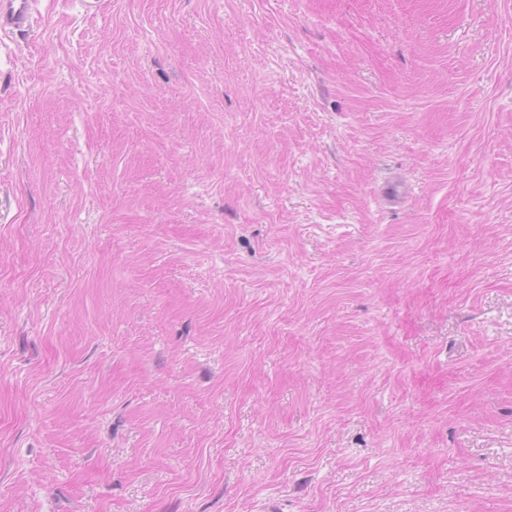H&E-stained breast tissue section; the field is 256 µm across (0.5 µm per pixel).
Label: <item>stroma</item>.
I'll list each match as a JSON object with an SVG mask.
<instances>
[{
	"label": "stroma",
	"mask_w": 512,
	"mask_h": 512,
	"mask_svg": "<svg viewBox=\"0 0 512 512\" xmlns=\"http://www.w3.org/2000/svg\"><path fill=\"white\" fill-rule=\"evenodd\" d=\"M0 512H512V0L0 35Z\"/></svg>",
	"instance_id": "stroma-1"
}]
</instances>
